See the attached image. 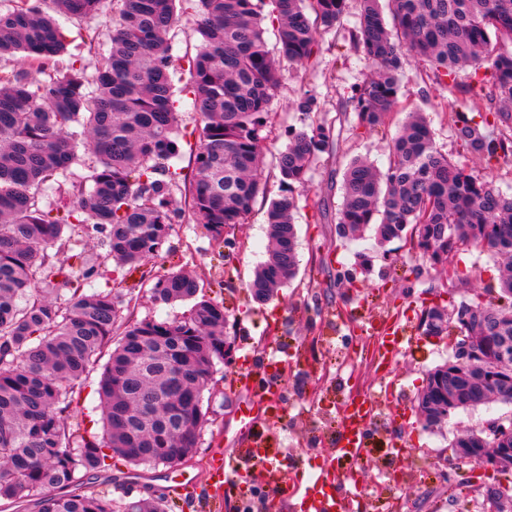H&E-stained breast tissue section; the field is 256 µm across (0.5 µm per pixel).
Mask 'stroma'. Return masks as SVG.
Returning <instances> with one entry per match:
<instances>
[{"label": "stroma", "instance_id": "35a3bbf8", "mask_svg": "<svg viewBox=\"0 0 512 512\" xmlns=\"http://www.w3.org/2000/svg\"><path fill=\"white\" fill-rule=\"evenodd\" d=\"M111 20L112 7L107 4L96 18L65 24L67 55L81 57L88 68L97 67L109 48L100 31ZM357 25L358 9L353 6L336 29L319 31L320 52L311 63L284 67L281 87L270 104L274 119L265 150L271 197L282 194L274 162L288 143L285 131L302 125L295 109L300 95L314 94L321 108L320 119L334 124L345 108L350 87L370 75L369 63L351 38ZM457 81L459 92L448 96L436 84L428 62L412 58L401 75V96L409 108L425 113L442 154L488 177L503 193L512 194V162H488L468 153L452 131L458 112L474 124H483L493 87L488 84L478 93L468 92L471 78L466 70L458 72ZM395 133L392 127L382 133L345 127L322 154L310 173L311 190L320 201L321 212L316 215L306 207L297 208L298 274L282 289L278 300L266 306L252 302L248 284L267 258V202L255 205L247 218L246 238L228 251L212 241L202 225L189 220L174 224L161 255L148 264L152 277L178 267L195 272L205 294L223 301L228 310L235 361L217 364L209 423L196 454L182 467L124 463L112 472L85 477L86 491H104L116 498L126 489L137 497L162 493L172 512H240L238 498L212 497L209 461L218 450L232 454L240 448H268L279 469V482L265 486L253 512H266L267 503L273 500L278 503L277 512H296L293 502L278 499V486L288 485L293 477L308 478L324 464L337 462L336 440L342 430L339 407L355 388L362 387L380 397L367 429V450L357 462L338 464L363 486V512H483L482 483H498L502 477L490 471L477 474L470 463H451V442L457 432L475 431L491 419L511 417L512 406L460 409L447 424L427 429L412 401L427 372L452 354L447 339L422 335L418 327L421 308L437 301H457L475 290H497L495 258L475 248L454 253L449 261L461 278L451 282L418 255L407 253L399 241L378 244L374 230L356 239L336 234L346 164L362 155L386 168L388 144ZM361 254L371 259L368 271L358 274L353 285L337 284V269L352 266ZM150 287V279L137 273L123 284L128 310L136 319L171 321L182 316L184 305L153 304ZM271 321L278 324L279 345L288 351L284 397L276 408L266 409L261 420L244 429L237 421L236 409L240 402L261 396L267 348L259 339ZM393 324L402 330V348L391 363H378L371 336ZM246 370L254 374L247 388L236 380L237 374ZM99 378V372H90L74 394L69 413L70 423L88 435L102 432ZM184 470L194 482L178 493L174 487Z\"/></svg>", "mask_w": 512, "mask_h": 512}]
</instances>
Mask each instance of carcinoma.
Wrapping results in <instances>:
<instances>
[{
	"label": "carcinoma",
	"mask_w": 512,
	"mask_h": 512,
	"mask_svg": "<svg viewBox=\"0 0 512 512\" xmlns=\"http://www.w3.org/2000/svg\"><path fill=\"white\" fill-rule=\"evenodd\" d=\"M12 2L0 11V500H36L39 512H169L163 494H86L83 477L119 461L169 465L195 453L209 421L204 391L231 344L224 305L179 269L156 279L150 292L157 304H190L182 319L123 317L121 293L84 291L99 266L75 250L72 237L79 227L100 240L122 276L160 256L173 224L186 217L218 243L237 238L267 197L264 132L283 62H311L318 30L340 22L347 0H197L190 93L199 136L185 169L174 165L181 156L173 105L179 67L168 42L177 0H114L110 47L92 73L62 60L59 19L95 18L104 0H51L50 13L30 0ZM358 3L352 38L372 73L350 88L353 124L373 131L394 121L408 56L433 64L434 79L450 94L458 71L469 68L476 84L494 88L489 130L459 115L455 135L473 154L511 158L512 0H391L393 32L379 0ZM266 20L277 26L276 56L267 47ZM297 110L304 125L288 129L277 158L290 195L269 205L268 260L249 284L261 305L296 276L292 212L301 199L316 208L309 172L333 139L332 126L317 118L316 96L304 93ZM75 166L88 173L73 178ZM48 182L66 204L42 203ZM179 189L183 208L172 203ZM341 190V235L362 232L377 218L380 242L409 245L450 278L457 271L448 256L463 248L501 259L496 302L473 294L451 304L446 319L434 317L432 305L421 311L424 335L443 336L453 323L469 341L465 359L451 357L427 376L416 397L424 426L458 408L512 404V356L504 346L512 342V194L449 161L415 113L390 141L387 171L355 158ZM106 352L98 439L72 428L67 413ZM482 439L462 433L452 447L480 448ZM484 498L504 499L501 512H512V489L488 485Z\"/></svg>",
	"instance_id": "1"
}]
</instances>
